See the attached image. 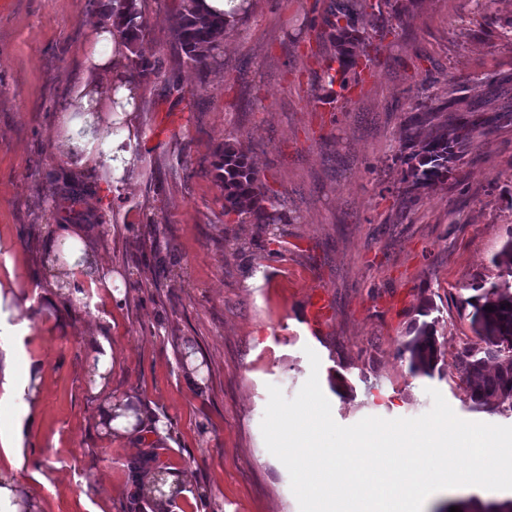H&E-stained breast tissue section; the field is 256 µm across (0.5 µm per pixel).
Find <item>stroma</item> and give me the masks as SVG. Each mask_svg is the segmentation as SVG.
<instances>
[{"label": "stroma", "mask_w": 512, "mask_h": 512, "mask_svg": "<svg viewBox=\"0 0 512 512\" xmlns=\"http://www.w3.org/2000/svg\"><path fill=\"white\" fill-rule=\"evenodd\" d=\"M144 3L140 48L186 95L167 94L162 79L136 83L125 176L106 201L105 162L77 171L94 191L71 206L56 114L94 26L91 0H0V249L32 326L26 349L44 363L42 426L22 450L0 447V475L35 512H145L134 467L189 478L192 498L167 499L160 512H299L260 424L268 385L294 397L310 349L338 424L420 416L434 388L462 419L512 426L508 408H472L455 363L473 338L465 286L477 273L496 280L492 259L512 235V126L475 138L464 186L419 191L404 220L393 160L405 113L445 103L452 78L470 79L459 111L512 105V42L502 36L512 0H496L487 18L471 0H394L369 11L373 75L351 71L331 112L316 105L335 48L312 28L329 0H250L206 75L171 45L182 0ZM228 137L285 203L282 233L225 214L214 152ZM64 223L80 225L87 257L118 273L125 294L85 288L54 329L37 291L61 271L50 243ZM316 296L328 307L321 319ZM425 297L444 356L434 376L414 377L399 348ZM93 327L116 353L110 397L136 399L164 434L98 427L84 350ZM193 367L204 390L186 380Z\"/></svg>", "instance_id": "1"}]
</instances>
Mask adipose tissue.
I'll return each mask as SVG.
<instances>
[{
	"mask_svg": "<svg viewBox=\"0 0 512 512\" xmlns=\"http://www.w3.org/2000/svg\"><path fill=\"white\" fill-rule=\"evenodd\" d=\"M125 41L113 35L111 26L96 28L82 58V78L76 82L72 103L61 111L59 123L66 132L61 145L65 173H73L90 165L97 157H104L112 177L122 178L129 158V147L135 138L133 126L114 130L102 124L99 115L112 109V88L123 79L121 63L128 55ZM94 74L96 82H88L87 74ZM51 251L64 262L61 279L52 280L49 288L40 294V307L54 323L62 325L68 320L60 299L75 294L78 285L89 284L108 289L119 285L120 278L112 272L88 268L83 236L65 229L52 240ZM15 285L12 261L0 266V339L6 342L8 363L0 368V404L13 405L15 414L9 419L5 432L0 433V446L22 447L30 434L41 423V389L43 366L39 357L26 354L25 342L32 333L29 320L18 317L12 303L11 288ZM88 370L95 381L94 393L103 397L95 412V420L106 431L127 433L132 431L136 418L132 413L116 408L105 398L107 377L112 369L115 352L112 342L97 331L85 338ZM21 357V371H14L12 357Z\"/></svg>",
	"mask_w": 512,
	"mask_h": 512,
	"instance_id": "1",
	"label": "adipose tissue"
}]
</instances>
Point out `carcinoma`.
Listing matches in <instances>:
<instances>
[{"label":"carcinoma","mask_w":512,"mask_h":512,"mask_svg":"<svg viewBox=\"0 0 512 512\" xmlns=\"http://www.w3.org/2000/svg\"><path fill=\"white\" fill-rule=\"evenodd\" d=\"M184 2L172 29L173 47L185 63L207 74L211 72V51L224 36V17L201 9L198 0ZM368 7L367 0H331L321 18L320 37H328L337 48L338 67L329 66L324 73L330 87L337 82L345 86L346 74L357 65L355 48L369 38L361 22ZM91 15L101 23L112 22L113 31L132 46L129 65L142 81L159 78V59L139 49L147 29L141 0H108ZM452 104L451 99L438 107L421 103L404 117L400 150L394 160L402 167L407 204L415 202L410 196L415 190L431 189L449 180L463 185L464 178L456 171L464 164L472 140L512 124V108L508 106L487 117L477 109L453 112ZM215 157L224 211L246 212L253 223L265 227L288 223V216L268 194L237 140L225 139ZM493 262L499 269L498 280L472 277L468 286L472 294L462 300V308L469 309L474 341L456 354V368L470 400L476 408L487 411L512 401V231ZM487 306L493 311L485 310ZM411 334L401 347V355L408 357L409 373L431 377L442 359L436 321L414 326ZM455 506L462 512H512V500L483 503L472 497L452 501L439 512H449Z\"/></svg>","instance_id":"carcinoma-1"}]
</instances>
